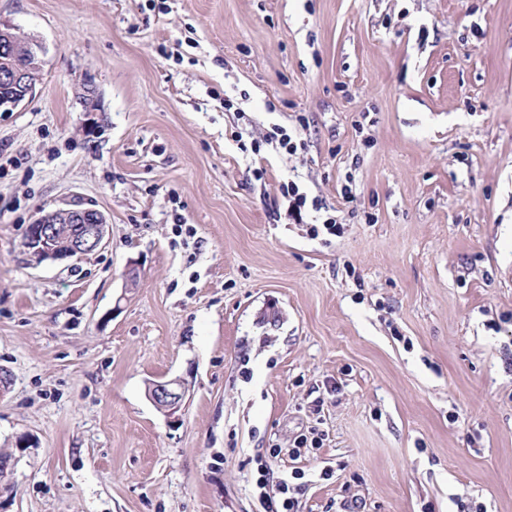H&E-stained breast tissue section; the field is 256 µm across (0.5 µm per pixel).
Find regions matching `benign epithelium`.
<instances>
[{
	"instance_id": "7a95c632",
	"label": "benign epithelium",
	"mask_w": 512,
	"mask_h": 512,
	"mask_svg": "<svg viewBox=\"0 0 512 512\" xmlns=\"http://www.w3.org/2000/svg\"><path fill=\"white\" fill-rule=\"evenodd\" d=\"M0 83L19 84L22 94L0 101V112H12L30 100L35 84L26 73L11 67L0 58ZM107 217L97 208L72 200L62 207L43 212L31 224L30 238L44 259L81 258L107 245ZM189 388L180 378L153 381L147 389L148 399L167 415H174L181 407Z\"/></svg>"
}]
</instances>
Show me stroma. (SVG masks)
Instances as JSON below:
<instances>
[{
    "label": "stroma",
    "instance_id": "obj_1",
    "mask_svg": "<svg viewBox=\"0 0 512 512\" xmlns=\"http://www.w3.org/2000/svg\"><path fill=\"white\" fill-rule=\"evenodd\" d=\"M1 20L46 53L0 113V512H264L258 458L298 512H512V0ZM299 121L305 150L266 142ZM292 180L340 236L289 223ZM74 197L108 246L38 259L27 226ZM174 377L176 422L146 396Z\"/></svg>",
    "mask_w": 512,
    "mask_h": 512
}]
</instances>
